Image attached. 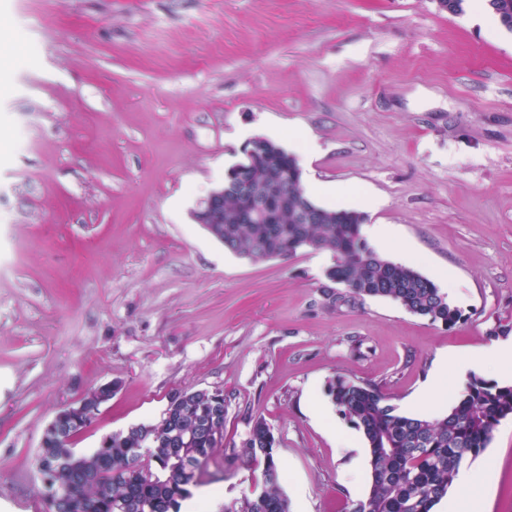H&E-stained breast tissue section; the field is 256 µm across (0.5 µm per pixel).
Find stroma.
<instances>
[{"mask_svg":"<svg viewBox=\"0 0 512 512\" xmlns=\"http://www.w3.org/2000/svg\"><path fill=\"white\" fill-rule=\"evenodd\" d=\"M24 52L0 72V512H44L36 467L63 408L120 387L73 446L223 390L199 487L260 492L232 446L262 418L290 512H352L363 437L326 387L371 384L402 414L440 354L512 327V32L434 0H0ZM321 152L303 176L375 201L418 272L451 273L448 327L345 301L318 254L252 261L191 212L242 161L238 129ZM484 512H512V416L482 453Z\"/></svg>","mask_w":512,"mask_h":512,"instance_id":"35a3bbf8","label":"stroma"}]
</instances>
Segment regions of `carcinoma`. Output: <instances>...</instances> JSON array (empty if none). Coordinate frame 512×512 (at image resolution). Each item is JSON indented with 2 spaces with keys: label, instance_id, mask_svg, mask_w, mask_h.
Wrapping results in <instances>:
<instances>
[{
  "label": "carcinoma",
  "instance_id": "1",
  "mask_svg": "<svg viewBox=\"0 0 512 512\" xmlns=\"http://www.w3.org/2000/svg\"><path fill=\"white\" fill-rule=\"evenodd\" d=\"M297 159L267 139L262 151L245 154L224 178V214L204 228L224 248L252 261L288 258L304 248L329 251L336 262L326 277L347 288L349 297L390 299L406 311L457 323L459 311L448 294L415 269L370 249L360 233L363 215L320 207L323 219L298 222L294 203L305 197ZM270 197L283 202L266 224H243L240 215ZM327 394L361 432L368 448L370 486L353 512H434L448 495L459 468L487 448L498 423L512 416V385L470 379L455 404L435 418L400 414L370 384L338 376ZM224 401L202 393L173 401L156 423L138 424L112 434L107 446L67 458L66 435H44L36 459L39 472L60 487L46 500V512H180L191 494L183 469L207 467L215 439L196 428L195 419H224ZM276 439L266 422L252 421L235 456L245 465L262 463L263 490L224 506V512H289L279 490Z\"/></svg>",
  "mask_w": 512,
  "mask_h": 512
}]
</instances>
